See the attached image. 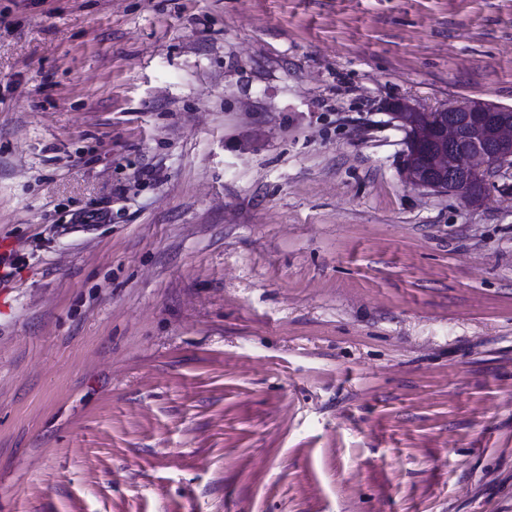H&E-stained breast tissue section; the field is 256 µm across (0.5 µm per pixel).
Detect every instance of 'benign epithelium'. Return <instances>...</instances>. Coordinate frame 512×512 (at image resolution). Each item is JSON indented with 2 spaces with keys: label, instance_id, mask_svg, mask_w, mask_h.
<instances>
[{
  "label": "benign epithelium",
  "instance_id": "7a95c632",
  "mask_svg": "<svg viewBox=\"0 0 512 512\" xmlns=\"http://www.w3.org/2000/svg\"><path fill=\"white\" fill-rule=\"evenodd\" d=\"M385 111L404 133L403 179L436 193L483 200L492 177L512 171V107L461 99L435 109L398 99Z\"/></svg>",
  "mask_w": 512,
  "mask_h": 512
}]
</instances>
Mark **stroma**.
Segmentation results:
<instances>
[{
	"instance_id": "obj_1",
	"label": "stroma",
	"mask_w": 512,
	"mask_h": 512,
	"mask_svg": "<svg viewBox=\"0 0 512 512\" xmlns=\"http://www.w3.org/2000/svg\"><path fill=\"white\" fill-rule=\"evenodd\" d=\"M512 0H0V512H512ZM384 109L404 133L402 177L416 188L460 194L476 204L483 200L493 176L512 171L511 106L464 98L425 109L398 99ZM410 115L418 119L413 121ZM426 142L437 143L438 148L427 154L430 173L421 174L415 160Z\"/></svg>"
}]
</instances>
